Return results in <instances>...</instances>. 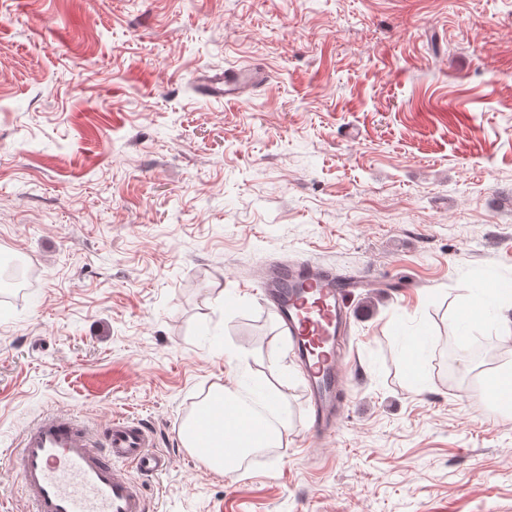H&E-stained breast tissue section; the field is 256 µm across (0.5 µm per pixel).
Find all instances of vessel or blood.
<instances>
[{
    "instance_id": "b4317fda",
    "label": "vessel or blood",
    "mask_w": 512,
    "mask_h": 512,
    "mask_svg": "<svg viewBox=\"0 0 512 512\" xmlns=\"http://www.w3.org/2000/svg\"><path fill=\"white\" fill-rule=\"evenodd\" d=\"M270 79L258 67H230L204 76L202 84L209 96L236 102ZM365 283L288 259L270 261L255 282L307 377L309 432L317 438H333L343 414L345 354L336 341L347 333L355 291ZM152 440L139 420L116 419L95 432L71 412L34 419L21 431L15 458L31 512H147L141 485L124 469L135 467L147 477L169 469L170 456L151 451Z\"/></svg>"
}]
</instances>
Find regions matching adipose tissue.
I'll return each instance as SVG.
<instances>
[{"label":"adipose tissue","instance_id":"ef3b65f1","mask_svg":"<svg viewBox=\"0 0 512 512\" xmlns=\"http://www.w3.org/2000/svg\"><path fill=\"white\" fill-rule=\"evenodd\" d=\"M460 302L474 318L492 321L501 342L512 341L511 287L489 291L470 284L462 288ZM199 412L210 415V424L202 428L188 419L181 429L182 443L200 451L215 472H235L249 453L288 445L287 419L261 389L242 378L216 390Z\"/></svg>","mask_w":512,"mask_h":512}]
</instances>
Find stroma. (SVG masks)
Wrapping results in <instances>:
<instances>
[{
  "mask_svg": "<svg viewBox=\"0 0 512 512\" xmlns=\"http://www.w3.org/2000/svg\"><path fill=\"white\" fill-rule=\"evenodd\" d=\"M272 74L235 104L204 75ZM0 512L48 410L144 420L149 512H512V411L404 341L512 285V0H0ZM288 257L380 280L355 299L346 411L306 381L254 276ZM279 396L288 445L234 477L176 453L228 373Z\"/></svg>",
  "mask_w": 512,
  "mask_h": 512,
  "instance_id": "35a3bbf8",
  "label": "stroma"
}]
</instances>
